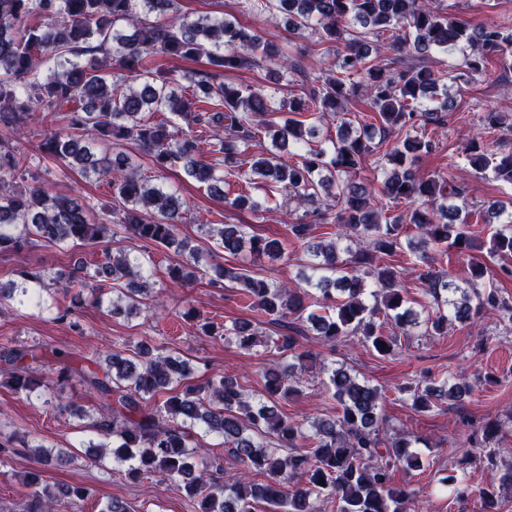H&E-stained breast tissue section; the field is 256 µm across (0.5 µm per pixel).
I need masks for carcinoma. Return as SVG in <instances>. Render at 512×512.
I'll list each match as a JSON object with an SVG mask.
<instances>
[{
  "label": "carcinoma",
  "instance_id": "carcinoma-1",
  "mask_svg": "<svg viewBox=\"0 0 512 512\" xmlns=\"http://www.w3.org/2000/svg\"><path fill=\"white\" fill-rule=\"evenodd\" d=\"M243 8L260 13L274 7L294 29H309L318 44H343L337 50L336 70L313 78L315 86L305 100L273 108L261 89H241L225 83L226 72L251 69L275 57L274 48L237 22L190 21L178 12L177 0H0V122L14 135L24 134L36 107L61 114L68 133H57L39 145V152L70 170L93 171L110 179L118 202L113 220L97 222L90 209L75 199L56 195L42 185L17 190L9 181L23 168L24 155L0 152V254L14 255L43 243L107 245L93 267L77 261L50 277L62 294L76 291L72 302L92 297L102 303L107 290H116L112 315L129 317L140 307L151 309L143 297L153 272L144 256L125 246H112L118 230L140 241L184 253L188 242L178 237L186 202L149 183L126 149L137 146L158 171L180 168L213 195L227 198L240 168L249 166L257 188L275 189L284 198L306 208L305 218L290 224V233L303 242L312 273L295 284H270L240 267L211 265L213 284L240 288L251 310L271 321L288 316L307 322L316 340L336 342L361 337L364 346L380 356H391L400 339L420 325L408 306L403 272L385 263L402 248L403 226L419 230L409 250L450 247L465 255L475 243L473 224H496L487 240L493 260L512 259V211L505 203H489L486 214L469 208L465 189L435 174L420 171L418 162L435 142L416 128L448 111L421 110L438 94L441 84L454 80L449 71L431 68L435 51L457 53L471 74L484 72L486 62L498 58L512 64V33L496 25L471 29L448 16L439 0H242ZM155 16L138 21L137 6ZM129 21L127 34L115 23ZM386 37L392 57L378 54L374 39ZM150 52L171 58L206 57L210 71L190 78V91L162 71H148L143 60ZM90 56L84 63L77 61ZM359 80H354V77ZM369 100L372 120L397 138L382 155L389 165L381 186L357 173L368 168L376 146L368 124L357 129L342 119L336 141L327 151L309 139L315 127L305 125L304 112L338 116L357 98ZM288 109L291 117L279 123L272 115ZM166 109L176 116L224 127V137L202 141L153 114ZM485 133L493 136L509 126L500 112L484 115ZM263 134L271 141L268 152L246 154L247 145ZM108 149L100 156L90 142ZM465 158L480 173L492 169L495 178L512 184V152H492L483 135L472 138ZM403 204L406 210L382 218L385 210ZM339 227L334 237L313 241L312 225ZM206 235L218 236L224 252H247L271 259L288 255L277 239L247 236L243 224H203ZM168 281L185 285L203 275L197 261L182 260L166 269ZM468 287L447 279L430 263L419 274L424 295L442 303L460 323L483 311H497L512 323V305L486 286L487 266L469 265ZM20 281L0 289V297L25 309L49 311L45 276L19 272ZM374 289H369V286ZM318 296L310 299L309 289ZM374 303H369L368 298ZM318 304L321 313L310 310ZM205 336L232 338L245 350L274 348L288 359L282 368L264 375L263 394L254 397L237 379L218 375L196 383L193 367L144 340L124 339L121 348L105 359L95 358V369L77 370L62 364L56 370L60 385L78 378L105 402L109 414L93 428L110 440L112 461L126 467L138 480L160 477L181 487L197 504V512H318L319 504L334 503L336 512H411L415 493L394 481L399 465L420 467L409 451L407 436L385 432L383 393L359 380L351 370L323 367L327 390L340 412L332 419L308 425L278 411L279 400L302 392L309 350L297 351L290 334L263 339L252 323L234 321L218 327L199 325ZM387 349H382V346ZM37 347L8 341L0 346V377L16 392L37 396L57 412L75 415L85 408L52 396L46 381L35 376L31 362ZM402 391L409 394L417 413H428L448 401L460 402L471 393L464 381L418 382ZM197 428L223 440L224 447L242 464L234 478L224 480L220 460L194 440ZM263 480H257V476ZM23 512H54L62 502L79 509L91 495L81 486L54 488L43 481L40 469L24 478Z\"/></svg>",
  "mask_w": 512,
  "mask_h": 512
}]
</instances>
